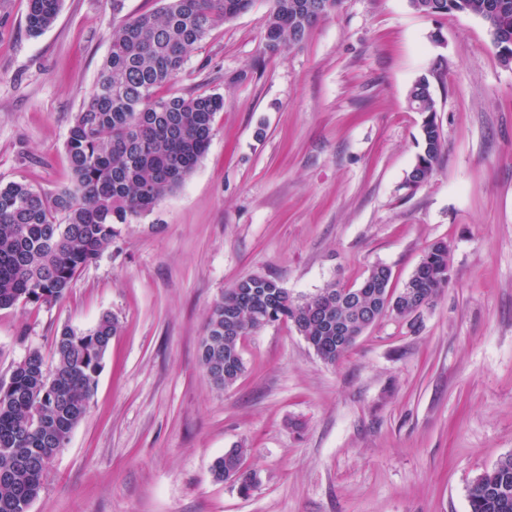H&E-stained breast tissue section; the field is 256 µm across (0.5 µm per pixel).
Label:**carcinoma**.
Returning a JSON list of instances; mask_svg holds the SVG:
<instances>
[{
    "label": "carcinoma",
    "instance_id": "carcinoma-1",
    "mask_svg": "<svg viewBox=\"0 0 512 512\" xmlns=\"http://www.w3.org/2000/svg\"><path fill=\"white\" fill-rule=\"evenodd\" d=\"M61 0H28L27 30L39 35L56 20ZM255 0H162L152 12L112 29L110 48L89 100L72 116L65 148L71 186L46 193L22 181L0 185V309L62 301L79 273L112 246L117 225L152 211L196 168L224 107L219 94L163 96L159 89L212 30L248 11ZM343 0H272L265 34L268 51L301 43ZM424 16L456 13L482 20L490 49L512 64V0H410ZM414 109L427 113L420 152L403 186L414 190L433 174L443 149L430 83L410 90ZM392 272L371 267L360 287L337 282L295 298L269 277L252 275L224 292L206 321L200 347L205 373L232 386L244 372L241 339L252 330L291 322L325 363L343 358L386 309L406 317L451 281L448 245L424 252L412 280L391 288ZM116 319L104 313L87 330L64 327L55 336L54 364L31 351L0 379V512H29L55 455L84 418ZM248 449L236 445L217 457L211 474L246 495L256 473ZM469 512H512V455L480 474L468 488Z\"/></svg>",
    "mask_w": 512,
    "mask_h": 512
}]
</instances>
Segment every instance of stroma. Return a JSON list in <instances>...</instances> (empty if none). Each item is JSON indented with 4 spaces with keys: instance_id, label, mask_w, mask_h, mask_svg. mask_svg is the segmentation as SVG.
I'll return each mask as SVG.
<instances>
[{
    "instance_id": "stroma-1",
    "label": "stroma",
    "mask_w": 512,
    "mask_h": 512,
    "mask_svg": "<svg viewBox=\"0 0 512 512\" xmlns=\"http://www.w3.org/2000/svg\"><path fill=\"white\" fill-rule=\"evenodd\" d=\"M268 9L212 30L162 89L224 98L195 171L121 225L65 300L0 310V377L31 350L51 357L62 327L118 321L30 512H469L470 484L512 455V66L480 19L408 0H344L267 54ZM26 10L0 0V184L53 192L117 18L110 0H62L33 36ZM423 77L444 149L411 191ZM440 241L451 281L414 319L386 314L333 365L268 324L243 339L241 378L210 383L206 319L240 279L297 297L382 264L398 288ZM235 444L257 474L246 496L210 471Z\"/></svg>"
}]
</instances>
